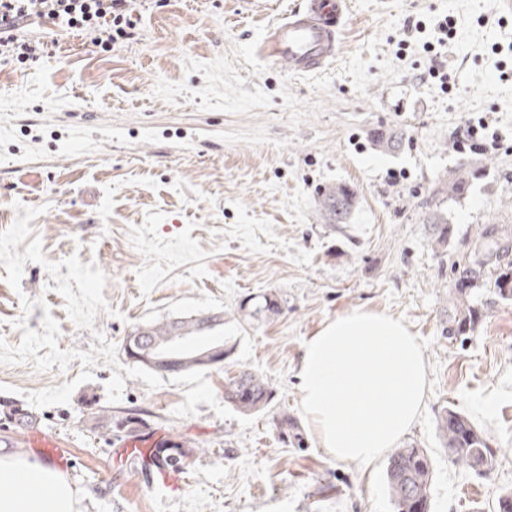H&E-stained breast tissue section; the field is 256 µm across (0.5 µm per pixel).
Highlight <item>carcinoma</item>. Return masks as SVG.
Segmentation results:
<instances>
[{"label": "carcinoma", "mask_w": 512, "mask_h": 512, "mask_svg": "<svg viewBox=\"0 0 512 512\" xmlns=\"http://www.w3.org/2000/svg\"><path fill=\"white\" fill-rule=\"evenodd\" d=\"M403 134L372 135L374 145L394 152L402 143ZM477 171L460 167L448 180L433 190L432 196L446 195L460 199L468 194ZM357 198L356 190L346 183L324 187L318 198V214L325 224H346L350 220ZM429 242L435 253L448 256L451 278L448 282V309L445 310L444 331L448 338L465 333L481 316L478 308L481 288L491 284L497 299L512 303V228L506 224H480L473 233L457 236L455 225L440 211L426 216ZM243 303L253 307L249 316L261 317L267 312L279 311L280 303L274 294L257 298L246 297ZM183 336L197 341V351L224 346V316L207 313L182 319ZM172 320L162 319L132 328L131 335L140 336L145 346L162 345L170 336ZM199 368L189 355L170 366L156 368L161 374L181 373ZM274 399L273 389L263 376L244 370L224 384V400L243 414L262 412ZM279 440L284 444L301 442L296 420L283 413L273 418ZM33 424V416L18 408L10 409L4 425L23 429ZM436 432L448 458L479 476H485L496 465V449L489 437L465 413L453 405H445L438 412ZM434 477L433 461L428 451L416 442L394 448L388 457L386 481L395 512H430Z\"/></svg>", "instance_id": "obj_1"}]
</instances>
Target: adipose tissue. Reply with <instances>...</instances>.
<instances>
[{
  "label": "adipose tissue",
  "mask_w": 512,
  "mask_h": 512,
  "mask_svg": "<svg viewBox=\"0 0 512 512\" xmlns=\"http://www.w3.org/2000/svg\"><path fill=\"white\" fill-rule=\"evenodd\" d=\"M300 405L322 448L370 463L409 432L427 391L419 339L392 315L358 309L324 322L298 368ZM0 512H82L67 475L0 448Z\"/></svg>",
  "instance_id": "1"
}]
</instances>
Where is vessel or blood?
Masks as SVG:
<instances>
[{"label": "vessel or blood", "mask_w": 512, "mask_h": 512, "mask_svg": "<svg viewBox=\"0 0 512 512\" xmlns=\"http://www.w3.org/2000/svg\"><path fill=\"white\" fill-rule=\"evenodd\" d=\"M350 20V0H300L269 22L253 51L295 76L324 71L336 58Z\"/></svg>", "instance_id": "b4317fda"}]
</instances>
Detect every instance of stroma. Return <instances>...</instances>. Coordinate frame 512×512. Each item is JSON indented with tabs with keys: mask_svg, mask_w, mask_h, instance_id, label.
<instances>
[{
	"mask_svg": "<svg viewBox=\"0 0 512 512\" xmlns=\"http://www.w3.org/2000/svg\"><path fill=\"white\" fill-rule=\"evenodd\" d=\"M292 2L267 0L257 13L245 0H135L134 35L112 52L68 32L38 62L0 65V232L17 205L43 207L31 226L45 257L95 263L109 305L93 330L79 328L43 265L26 263L16 289L0 265V341L18 347V320L37 331L48 313L59 349L89 351L99 332L127 368L134 326L220 312L233 346L223 368L167 374L153 391L126 379L114 404L105 361L82 383L77 360L46 372L0 364V402L22 409L28 393L76 381L69 404L34 410L33 430L59 440L84 512H393L386 458L331 457L300 406L305 341L357 308L399 318L423 345L426 406L407 439L432 457V512H494L512 490V304L484 292L482 319L448 341L450 270L425 221L434 205L462 232L512 226V13L501 0H350L336 60L296 77L252 52ZM447 17L452 39L428 53ZM435 64L449 88L429 77ZM481 118L496 148L459 150V129ZM81 122L92 136L75 147ZM377 128L405 131L397 153L373 145ZM465 162L480 169L467 196L431 197ZM338 182L355 188L357 207L333 226L316 201ZM267 293L279 312L250 318L242 301ZM26 297L45 304L25 312ZM241 369L267 378L269 409L225 403L224 381ZM449 403L490 437L488 476L441 447L436 416ZM106 409L181 444L178 488L144 458L121 462L123 438L93 429ZM281 412L298 422L302 447L279 442ZM30 431L0 429V443L28 453Z\"/></svg>",
	"mask_w": 512,
	"mask_h": 512,
	"instance_id": "stroma-1",
	"label": "stroma"
}]
</instances>
